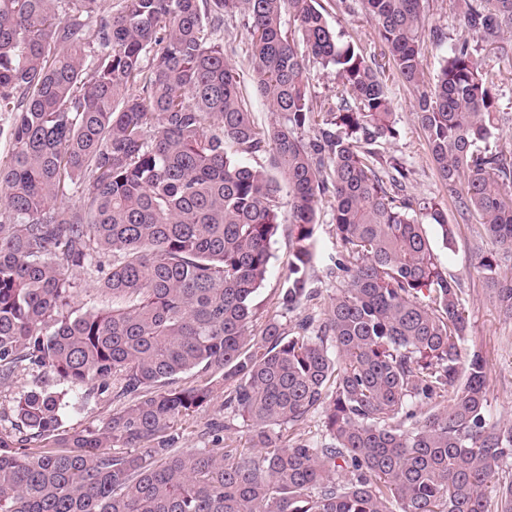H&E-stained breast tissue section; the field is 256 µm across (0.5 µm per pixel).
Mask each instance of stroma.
Listing matches in <instances>:
<instances>
[{
	"mask_svg": "<svg viewBox=\"0 0 512 512\" xmlns=\"http://www.w3.org/2000/svg\"><path fill=\"white\" fill-rule=\"evenodd\" d=\"M321 4L330 27L340 40L353 42L367 55L381 52L382 43L376 25L361 0H321ZM461 11V0H423L426 32L422 37L421 52L427 80H435L451 43L465 34ZM436 28L443 32V42L433 41L431 32ZM221 36L225 54L240 74L250 112L259 124L271 123L273 114L252 87L248 35L243 19H225ZM479 57L483 69L497 76L499 122L489 144L503 151L508 161L512 162V39L508 40L503 50L483 46ZM386 86L400 135L397 140L382 145L381 150L383 154L401 157L406 162L411 171L406 188L408 194L434 198L444 203L452 228L451 245H443L437 226L427 225L426 231L442 267L463 290L469 324L462 347L467 352L481 350L487 361L492 421L512 422V319L499 311L491 284L479 267L481 256L493 251L494 246L489 239L477 234L475 225L461 217L457 204L449 198L446 187L439 180L417 121L412 90L394 74L388 76ZM314 240L309 278L312 287L318 289L321 296L307 305L306 311L319 318L338 285L335 268L336 228L328 205H320L317 211ZM291 260V226L285 222L279 226L271 242L268 273L255 297L258 314L251 327L252 334H260L265 322L272 317L281 323H289L290 317L281 310L279 299ZM118 407L111 393L101 394L91 399L84 408L69 412L63 419L62 427L73 431L100 426ZM216 416L228 419L229 428L224 433L226 440L244 442L247 435L245 424L239 418L226 416L223 400L218 397L204 410L183 420L184 447H202L201 432L206 422Z\"/></svg>",
	"mask_w": 512,
	"mask_h": 512,
	"instance_id": "35a3bbf8",
	"label": "stroma"
}]
</instances>
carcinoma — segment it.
<instances>
[{
	"label": "carcinoma",
	"instance_id": "obj_1",
	"mask_svg": "<svg viewBox=\"0 0 512 512\" xmlns=\"http://www.w3.org/2000/svg\"><path fill=\"white\" fill-rule=\"evenodd\" d=\"M364 3L378 58L339 42L318 0H0V384L23 366L67 384L37 379L0 428V512H512V424L490 419L486 360L463 355L462 291L425 230L449 242L448 217L408 196L404 162L380 151L399 136L389 67L464 220L512 251V164L487 146L495 77L465 39L427 81L422 0ZM236 15L277 115L267 126L218 39ZM463 17L482 42L512 37V0H463ZM310 61L338 76L317 103ZM264 154L282 179L249 163ZM283 181L281 309L317 296L325 196L342 287L318 327L271 318L256 337ZM70 195L80 208H56ZM481 268L512 317V276L493 252ZM78 271L112 308L72 306ZM110 389L128 405L61 431L65 412ZM220 389L247 442L224 444L216 418L205 435L218 447H181L178 422ZM316 412L319 442L296 433Z\"/></svg>",
	"mask_w": 512,
	"mask_h": 512
}]
</instances>
